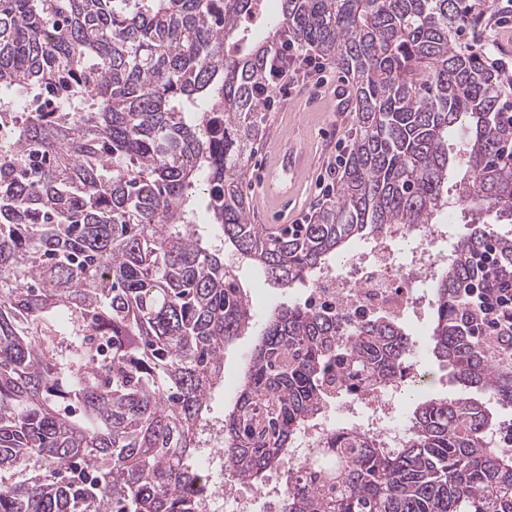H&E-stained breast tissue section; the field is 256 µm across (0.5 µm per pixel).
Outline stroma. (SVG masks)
Wrapping results in <instances>:
<instances>
[{
    "instance_id": "stroma-1",
    "label": "stroma",
    "mask_w": 512,
    "mask_h": 512,
    "mask_svg": "<svg viewBox=\"0 0 512 512\" xmlns=\"http://www.w3.org/2000/svg\"><path fill=\"white\" fill-rule=\"evenodd\" d=\"M498 13L488 10L478 25L466 28L457 38L461 50L481 53L484 37L497 35L506 53L512 54V19L506 27H498ZM355 81L349 75L326 65L324 76L307 75L298 88L290 92H277L275 105L267 116V139L261 142L249 162L246 192L250 203V220L255 224H272L277 231H284L298 216L315 219L321 208L317 180L324 176L326 169L336 163L337 142H351L354 135V114L352 112L353 88ZM275 138L300 141L309 162L301 172L293 196L285 204L268 201L263 192V172L269 164L271 141ZM198 231L213 248L224 255L225 264L235 268L243 291L251 305L255 319L262 320L277 309L299 303L302 284L280 288L267 283L256 287L258 271L241 260L237 253L225 245L218 229L211 224L199 225ZM405 331L416 341V349L408 363L416 371L428 377L427 394L453 396L458 392L449 374V369L432 353L429 343V324L404 321ZM252 337L242 336L224 351V385L217 389L209 400L210 417H223L232 404L239 377L244 369Z\"/></svg>"
}]
</instances>
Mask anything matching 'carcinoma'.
<instances>
[{"label": "carcinoma", "instance_id": "obj_1", "mask_svg": "<svg viewBox=\"0 0 512 512\" xmlns=\"http://www.w3.org/2000/svg\"><path fill=\"white\" fill-rule=\"evenodd\" d=\"M259 2L0 0V512H200L199 430L240 336L255 341L222 445L238 483L285 464L336 368L364 387L403 370L414 341L393 319L293 305L255 320L192 196L281 287L388 224L435 221L457 167L456 200L512 222L498 74L454 46L488 0H279L255 38ZM285 41L353 75L358 134L336 202L270 238L244 184ZM28 95L64 111H17ZM485 232L472 220L434 280L430 345L495 406L425 397L398 448L337 433L329 461L289 476L286 512H512V448L493 439L512 368L461 298ZM496 248L491 279L512 273V238Z\"/></svg>", "mask_w": 512, "mask_h": 512}]
</instances>
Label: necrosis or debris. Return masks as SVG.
<instances>
[{
  "label": "necrosis or debris",
  "instance_id": "obj_1",
  "mask_svg": "<svg viewBox=\"0 0 512 512\" xmlns=\"http://www.w3.org/2000/svg\"><path fill=\"white\" fill-rule=\"evenodd\" d=\"M445 227L441 224H389L369 239L366 252L347 255L316 271L308 281L304 307L336 313L353 322L373 314L399 320L407 311H423L425 299L420 285L434 281L450 268L454 252L441 248ZM409 248L395 252L394 243ZM401 381L378 389L347 390L346 400L337 402L335 412L305 421L287 454V464L268 471L260 483L248 482L227 488L217 483L224 473L222 420H209L201 433L200 445L207 450L205 472L213 478L201 498V512H255L263 502L265 512H283L287 486L284 472L306 469L317 456L325 439L336 431L360 429L374 435L381 447L400 446L407 434L394 418L393 396L400 394Z\"/></svg>",
  "mask_w": 512,
  "mask_h": 512
}]
</instances>
